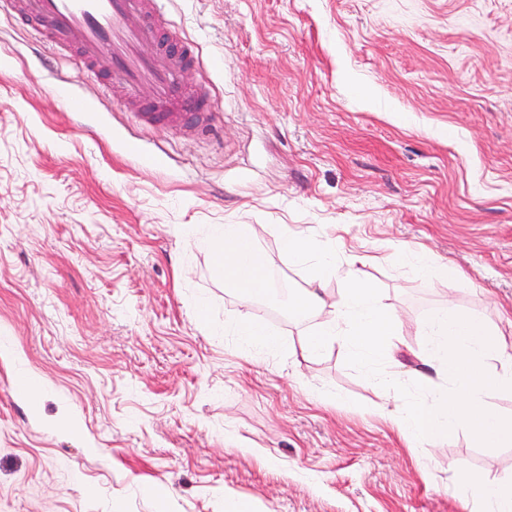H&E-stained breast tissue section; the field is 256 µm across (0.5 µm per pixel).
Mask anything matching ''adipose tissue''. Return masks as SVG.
Masks as SVG:
<instances>
[{"mask_svg":"<svg viewBox=\"0 0 512 512\" xmlns=\"http://www.w3.org/2000/svg\"><path fill=\"white\" fill-rule=\"evenodd\" d=\"M256 231L247 224H216L203 238L224 273L226 282L250 298L269 294L265 258L255 243ZM290 257L309 273L305 286L288 295L291 317L314 316L319 324L304 337L302 356H320L342 343L352 360L370 369L376 358L394 354L399 334L397 316L378 292L359 275L366 256L336 261L332 242L317 241L305 233L287 236ZM337 278L340 296L328 302L324 284ZM426 355L418 374L427 394L393 413L399 432L432 444L449 427L463 426L486 447L512 444V416L494 413L486 403L488 388L512 391V346L497 338L479 319L448 309L434 314L420 327ZM453 487L464 499L477 504L478 512H512V478L486 483L474 480L465 469L454 473Z\"/></svg>","mask_w":512,"mask_h":512,"instance_id":"adipose-tissue-1","label":"adipose tissue"}]
</instances>
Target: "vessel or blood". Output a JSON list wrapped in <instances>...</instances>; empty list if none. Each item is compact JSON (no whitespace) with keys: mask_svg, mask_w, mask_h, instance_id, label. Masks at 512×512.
I'll use <instances>...</instances> for the list:
<instances>
[{"mask_svg":"<svg viewBox=\"0 0 512 512\" xmlns=\"http://www.w3.org/2000/svg\"><path fill=\"white\" fill-rule=\"evenodd\" d=\"M162 9L163 0H23L20 19L57 47L79 34L83 63L116 72L130 94L151 87L156 109L145 122L178 126L197 113L200 127H210L202 91L178 85L182 70L199 66V50L177 29H165Z\"/></svg>","mask_w":512,"mask_h":512,"instance_id":"vessel-or-blood-1","label":"vessel or blood"}]
</instances>
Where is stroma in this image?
Masks as SVG:
<instances>
[{"label": "stroma", "instance_id": "obj_1", "mask_svg": "<svg viewBox=\"0 0 512 512\" xmlns=\"http://www.w3.org/2000/svg\"><path fill=\"white\" fill-rule=\"evenodd\" d=\"M216 131L145 123L150 91L89 72L0 14V512H470L512 446L435 447L388 419L416 398L422 321L447 306L512 338V0H167ZM87 109L70 111V95ZM249 224L271 295L199 240ZM368 256L400 318V399L282 297V229ZM455 274H416L405 247ZM249 313L282 338L224 332ZM40 388L30 398L27 384Z\"/></svg>", "mask_w": 512, "mask_h": 512}]
</instances>
